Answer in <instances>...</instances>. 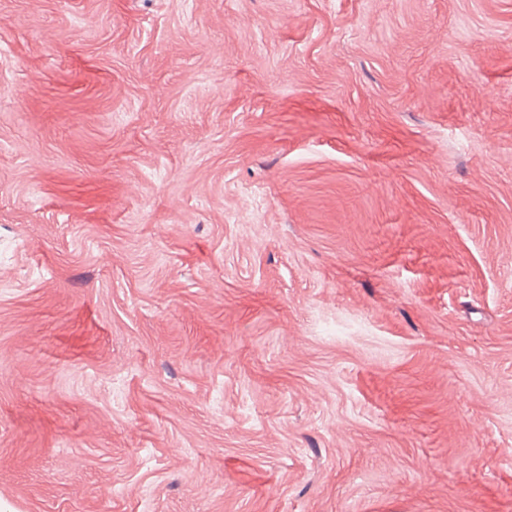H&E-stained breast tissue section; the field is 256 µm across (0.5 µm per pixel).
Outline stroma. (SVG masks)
<instances>
[{
	"instance_id": "1",
	"label": "stroma",
	"mask_w": 512,
	"mask_h": 512,
	"mask_svg": "<svg viewBox=\"0 0 512 512\" xmlns=\"http://www.w3.org/2000/svg\"><path fill=\"white\" fill-rule=\"evenodd\" d=\"M0 512H512V0H0Z\"/></svg>"
}]
</instances>
